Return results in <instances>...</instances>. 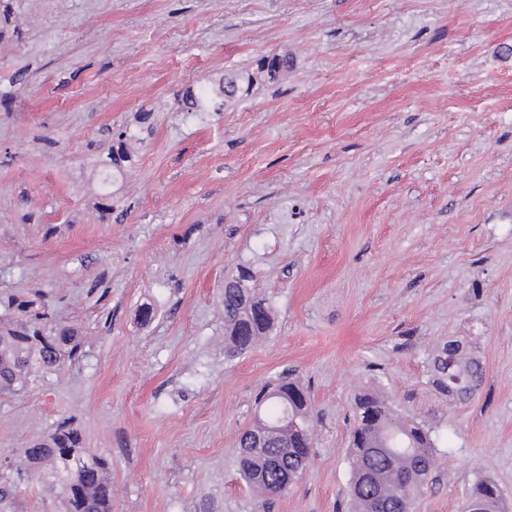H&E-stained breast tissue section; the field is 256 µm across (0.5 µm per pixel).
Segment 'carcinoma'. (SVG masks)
<instances>
[{"instance_id":"obj_1","label":"carcinoma","mask_w":512,"mask_h":512,"mask_svg":"<svg viewBox=\"0 0 512 512\" xmlns=\"http://www.w3.org/2000/svg\"><path fill=\"white\" fill-rule=\"evenodd\" d=\"M237 79L203 84L179 101L183 112H218L236 95ZM130 135L121 132L117 149L107 154L108 166L118 169L128 160ZM241 271L224 289V357L233 360L250 351L272 326L271 309ZM22 318L0 329V389L15 391L31 374L54 368L73 357L79 342L60 329L51 316L31 312L33 301L11 299ZM439 389L459 400L470 399L483 378L479 360L466 342L450 340L434 360ZM357 424L350 454V492L354 512H414L415 499L432 480L435 445L421 425L399 420L385 400L363 392L355 400ZM296 419L291 431L280 425L284 416ZM312 411L304 388L286 376L257 399L253 426L239 440V466L246 483L265 496H281L299 478L312 451ZM28 464L44 489L62 499L66 512H111L112 484L105 462L83 451L76 429L62 425L46 439L25 449ZM501 493L495 483L478 479L467 490L464 512H496Z\"/></svg>"}]
</instances>
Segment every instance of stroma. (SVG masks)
I'll list each match as a JSON object with an SVG mask.
<instances>
[{
    "label": "stroma",
    "instance_id": "obj_1",
    "mask_svg": "<svg viewBox=\"0 0 512 512\" xmlns=\"http://www.w3.org/2000/svg\"><path fill=\"white\" fill-rule=\"evenodd\" d=\"M229 74L223 111H178ZM122 127L136 149L105 184ZM243 267L273 324L230 362ZM11 294L82 346L0 391L6 512H63L23 465L62 424L106 461L112 512H352L354 397L374 389L436 446L416 512H460L480 478L512 506V0H0ZM456 338L484 368L463 402L434 382ZM285 372L312 453L270 499L239 439Z\"/></svg>",
    "mask_w": 512,
    "mask_h": 512
}]
</instances>
